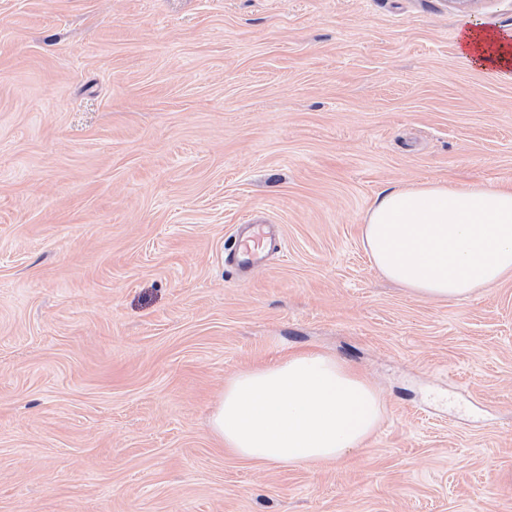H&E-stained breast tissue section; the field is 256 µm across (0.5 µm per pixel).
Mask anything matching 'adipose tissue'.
Masks as SVG:
<instances>
[{
    "instance_id": "adipose-tissue-1",
    "label": "adipose tissue",
    "mask_w": 512,
    "mask_h": 512,
    "mask_svg": "<svg viewBox=\"0 0 512 512\" xmlns=\"http://www.w3.org/2000/svg\"><path fill=\"white\" fill-rule=\"evenodd\" d=\"M459 49L492 73L512 71V31L465 28ZM363 246L380 273L418 297L468 298L512 276V184L433 180L385 191L364 217ZM381 411L347 361L305 350L225 381L210 426L238 457L313 466L361 448Z\"/></svg>"
}]
</instances>
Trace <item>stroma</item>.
I'll return each instance as SVG.
<instances>
[{
	"label": "stroma",
	"instance_id": "35a3bbf8",
	"mask_svg": "<svg viewBox=\"0 0 512 512\" xmlns=\"http://www.w3.org/2000/svg\"><path fill=\"white\" fill-rule=\"evenodd\" d=\"M512 0H0V512H512V277L385 279L378 195L512 183ZM282 253L227 263L242 221ZM300 350L382 421L342 462L239 458L224 382ZM459 49L475 65L494 74L508 73L512 67V31L490 26H474L459 33Z\"/></svg>",
	"mask_w": 512,
	"mask_h": 512
}]
</instances>
